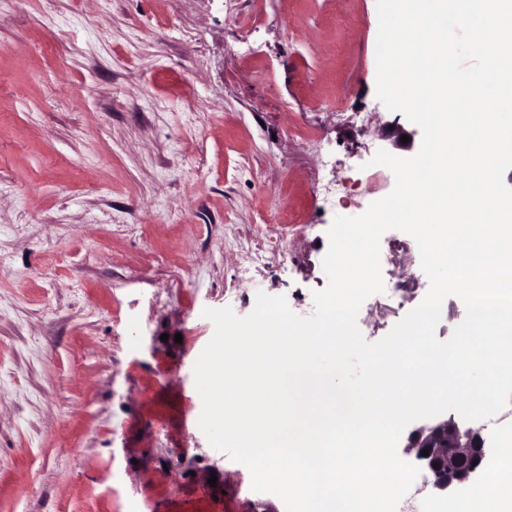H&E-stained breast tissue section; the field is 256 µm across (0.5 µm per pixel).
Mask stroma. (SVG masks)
<instances>
[{"label": "stroma", "mask_w": 512, "mask_h": 512, "mask_svg": "<svg viewBox=\"0 0 512 512\" xmlns=\"http://www.w3.org/2000/svg\"><path fill=\"white\" fill-rule=\"evenodd\" d=\"M376 0H0V512H285L198 426L207 308L310 316L335 216L408 158ZM357 325L426 296L383 234Z\"/></svg>", "instance_id": "obj_1"}]
</instances>
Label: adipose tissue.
Instances as JSON below:
<instances>
[{"label": "adipose tissue", "mask_w": 512, "mask_h": 512, "mask_svg": "<svg viewBox=\"0 0 512 512\" xmlns=\"http://www.w3.org/2000/svg\"><path fill=\"white\" fill-rule=\"evenodd\" d=\"M497 462L470 495L449 501L448 512H512V448L497 449Z\"/></svg>", "instance_id": "adipose-tissue-1"}]
</instances>
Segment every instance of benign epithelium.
Wrapping results in <instances>:
<instances>
[{
  "instance_id": "benign-epithelium-1",
  "label": "benign epithelium",
  "mask_w": 512,
  "mask_h": 512,
  "mask_svg": "<svg viewBox=\"0 0 512 512\" xmlns=\"http://www.w3.org/2000/svg\"><path fill=\"white\" fill-rule=\"evenodd\" d=\"M424 450L429 455H421ZM403 454L431 477L433 493L453 497L484 478L490 449L481 429L453 415H438L408 433Z\"/></svg>"
}]
</instances>
